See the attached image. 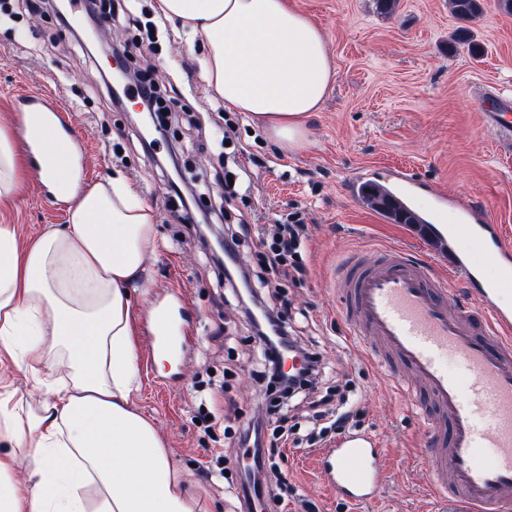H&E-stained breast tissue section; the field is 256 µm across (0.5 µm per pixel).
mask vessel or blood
<instances>
[{"mask_svg":"<svg viewBox=\"0 0 512 512\" xmlns=\"http://www.w3.org/2000/svg\"><path fill=\"white\" fill-rule=\"evenodd\" d=\"M33 115L49 116L48 134L22 148L28 158L71 141L56 97L22 93ZM450 223L436 227L437 242H464L447 274L425 267L404 247H381L374 258L360 251L339 261L331 278L348 334L369 361L383 367L394 389L423 395L434 414L425 470L435 494L459 512H512V241L494 224L469 222L471 207L451 206ZM470 302L450 311L460 292ZM165 329L153 332L149 358L187 355L192 342L181 307L163 305ZM455 358L466 380L450 374ZM317 470L325 486L351 504H370L388 477L386 452L365 432H352L321 450Z\"/></svg>","mask_w":512,"mask_h":512,"instance_id":"1","label":"vessel or blood"}]
</instances>
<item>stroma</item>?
<instances>
[{
  "label": "stroma",
  "mask_w": 512,
  "mask_h": 512,
  "mask_svg": "<svg viewBox=\"0 0 512 512\" xmlns=\"http://www.w3.org/2000/svg\"><path fill=\"white\" fill-rule=\"evenodd\" d=\"M291 2L322 29L334 68L320 110L306 119L308 141L295 151L284 152L243 113H225L205 79L202 38L187 39L177 23L157 15L155 0L104 5L118 17L132 11L158 29L150 51L141 46L145 31L119 21L109 29L113 46L127 48L128 63L146 69L159 88L168 126L153 145L142 140L136 102L111 101L104 74L112 59L91 52L48 6L0 15V123L18 114L16 94L52 92L79 136L85 183L122 178L154 210L160 248L147 262L144 285L153 302L183 292L196 339L186 363L142 369L133 404L155 421L202 512H241L237 492L214 469L220 456L229 471L242 464L243 451L226 444L224 428L260 413V355L237 289L225 283L193 225L172 216L168 169L174 159L197 198L194 216L209 215L218 229L242 220L267 229L295 211L309 226L302 249L306 274L285 290L298 340L322 358L324 401H291L288 443L266 446L265 454L296 493L284 505L266 495L256 512H305L307 501L315 512H448L422 473L428 432L420 398L393 389L384 369L349 340L330 283L340 255L383 246L406 247L440 272L448 270V251L423 226L392 223L364 202L359 186L367 178L393 190L407 187L430 223H439L443 200L467 201L476 207L472 222L491 221L512 236V144L478 116L485 93L512 102V14L497 0H483L482 15L465 21L451 13L448 0H399L391 13L375 0ZM463 28L472 32L479 54L456 43ZM228 119L236 126L230 148L252 173L229 206ZM66 214V204L29 164L17 198L0 203V224L14 225L23 244L45 225L65 223ZM342 410L349 418L340 423ZM204 411L217 421L208 434L195 422ZM351 431L374 434L387 453L389 480L372 505L336 497L315 469L318 450Z\"/></svg>",
  "instance_id": "obj_1"
}]
</instances>
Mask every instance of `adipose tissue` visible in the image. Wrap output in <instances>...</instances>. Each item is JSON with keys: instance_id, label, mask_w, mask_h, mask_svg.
<instances>
[{"instance_id": "1", "label": "adipose tissue", "mask_w": 512, "mask_h": 512, "mask_svg": "<svg viewBox=\"0 0 512 512\" xmlns=\"http://www.w3.org/2000/svg\"><path fill=\"white\" fill-rule=\"evenodd\" d=\"M206 47L205 76L225 108L247 113L284 151L307 141L334 71L321 29L288 0H159ZM0 126V199L17 195L15 135ZM51 187L65 226L19 247L0 224V358L29 376L37 400L0 394V512H200L154 421L131 404L139 388L130 289L157 250L156 216L119 178L82 187L78 167ZM26 464L34 480L12 479Z\"/></svg>"}]
</instances>
